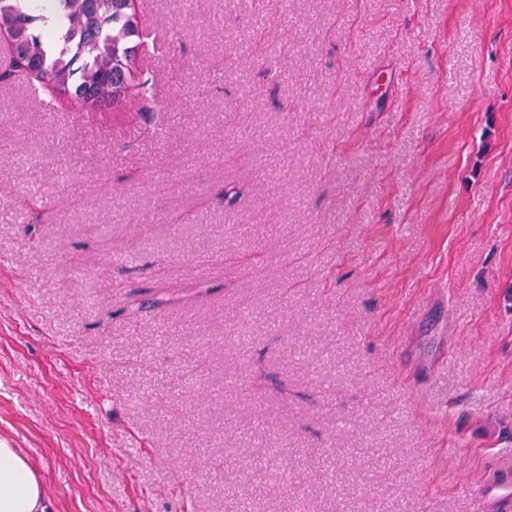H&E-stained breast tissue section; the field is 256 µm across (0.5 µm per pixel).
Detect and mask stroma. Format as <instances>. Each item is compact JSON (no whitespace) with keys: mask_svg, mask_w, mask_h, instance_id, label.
I'll return each instance as SVG.
<instances>
[{"mask_svg":"<svg viewBox=\"0 0 512 512\" xmlns=\"http://www.w3.org/2000/svg\"><path fill=\"white\" fill-rule=\"evenodd\" d=\"M259 3L139 0L182 40L143 62L161 134L0 83V436L55 512H474L512 450V0Z\"/></svg>","mask_w":512,"mask_h":512,"instance_id":"35a3bbf8","label":"stroma"}]
</instances>
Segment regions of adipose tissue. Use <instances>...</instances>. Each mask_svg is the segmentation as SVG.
Masks as SVG:
<instances>
[{
    "instance_id": "1",
    "label": "adipose tissue",
    "mask_w": 512,
    "mask_h": 512,
    "mask_svg": "<svg viewBox=\"0 0 512 512\" xmlns=\"http://www.w3.org/2000/svg\"><path fill=\"white\" fill-rule=\"evenodd\" d=\"M0 512H51L40 472L2 437Z\"/></svg>"
}]
</instances>
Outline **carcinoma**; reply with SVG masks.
I'll return each instance as SVG.
<instances>
[{"label":"carcinoma","instance_id":"obj_1","mask_svg":"<svg viewBox=\"0 0 512 512\" xmlns=\"http://www.w3.org/2000/svg\"><path fill=\"white\" fill-rule=\"evenodd\" d=\"M58 25L26 7V0H0V28L11 36L13 52L41 70L44 82L33 96H66L76 110L119 109L138 94L143 109L164 125L165 105L156 101L149 78L134 64L136 50L154 47L151 28L123 7V0H53ZM171 297L158 288L154 298L131 301L137 312L156 308Z\"/></svg>","mask_w":512,"mask_h":512}]
</instances>
